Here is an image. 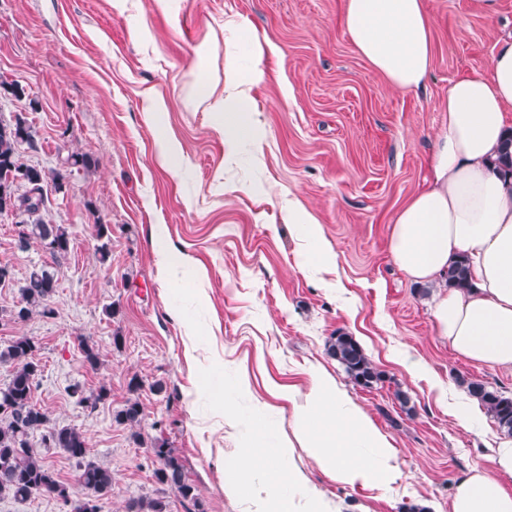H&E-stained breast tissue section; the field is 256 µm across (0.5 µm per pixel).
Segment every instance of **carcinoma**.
Listing matches in <instances>:
<instances>
[{"mask_svg": "<svg viewBox=\"0 0 512 512\" xmlns=\"http://www.w3.org/2000/svg\"><path fill=\"white\" fill-rule=\"evenodd\" d=\"M23 142L35 146L32 127L25 117L17 115L9 123L0 121V214L20 212L37 216L33 222L20 226L18 247L24 250L30 240L37 239L59 262L70 253L72 240L62 225L41 218L48 202L44 193L48 175L19 161L17 146ZM18 174L25 179V192L15 197L13 179ZM58 275L55 267L33 269L21 288L20 306L10 311V319L24 321L35 312L44 317L54 315L51 301ZM37 351L36 342L27 336H19L0 349V362L13 365L9 382L0 388V407H7V411L0 412V496L26 500L55 487L60 488L61 496L68 493L67 487L46 466L41 450L33 447L32 439L38 435L42 447L54 448L76 461L84 497L92 503L90 512H100V500L112 491V470L92 459L82 433L71 427L50 425L46 411L34 396L42 372ZM328 351L357 384L368 387L381 380L382 373L348 334L335 336ZM462 383L481 401L498 427L512 434V396L476 380L464 379ZM141 415L140 403L129 400L117 411L115 421L134 426L140 423ZM148 448L157 461L153 472L156 483L177 492L188 504L186 512H203L195 488L187 482L181 460L173 449L157 438L150 441ZM127 512H166V504L160 498H139L128 503Z\"/></svg>", "mask_w": 512, "mask_h": 512, "instance_id": "cac0c4a2", "label": "carcinoma"}]
</instances>
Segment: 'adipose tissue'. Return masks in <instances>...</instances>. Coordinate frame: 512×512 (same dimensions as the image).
Here are the masks:
<instances>
[{"label":"adipose tissue","instance_id":"adipose-tissue-1","mask_svg":"<svg viewBox=\"0 0 512 512\" xmlns=\"http://www.w3.org/2000/svg\"><path fill=\"white\" fill-rule=\"evenodd\" d=\"M343 26L358 53L396 90L425 82L432 62L431 21L423 0H345ZM253 61L246 75L228 69L224 91L199 83L227 156L258 145L251 91L264 77L263 45L243 43ZM445 120L430 157L429 185L396 215L390 231L395 264L414 283L433 288L436 334L457 357L512 372V178L499 159L512 133V41L502 43L490 72L461 77L439 106ZM466 260L468 284L448 285L449 268ZM294 438L273 446L264 415L251 419L250 445L224 462V485L249 512H336L293 461L295 443L317 468L352 487L386 485L398 476L396 450L371 417L328 375L288 393ZM490 468L473 467L454 484L449 512H512V437L501 438ZM262 474L254 483L253 471Z\"/></svg>","mask_w":512,"mask_h":512}]
</instances>
